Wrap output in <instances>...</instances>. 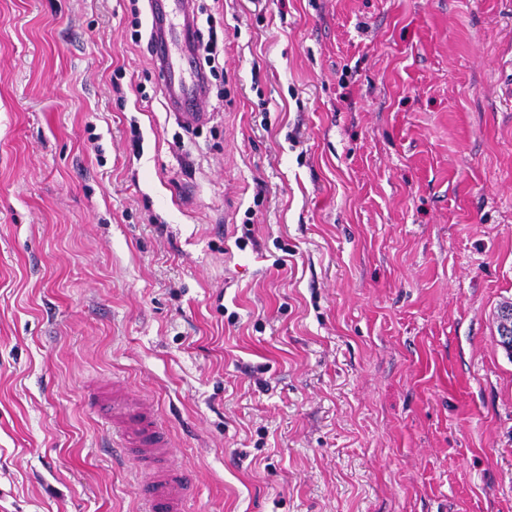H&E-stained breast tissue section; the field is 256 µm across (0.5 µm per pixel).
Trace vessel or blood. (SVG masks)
I'll list each match as a JSON object with an SVG mask.
<instances>
[{
  "instance_id": "1",
  "label": "vessel or blood",
  "mask_w": 512,
  "mask_h": 512,
  "mask_svg": "<svg viewBox=\"0 0 512 512\" xmlns=\"http://www.w3.org/2000/svg\"><path fill=\"white\" fill-rule=\"evenodd\" d=\"M156 27L154 56L159 61V87L164 93L176 94L184 106L180 119L188 126L205 123V113L199 112V91L203 75L192 61H173L170 45L193 44V29L177 26L174 14L184 13L186 0H150ZM87 397L105 407V422L112 431L111 445L115 452L137 461L142 476L135 484L140 502L138 512H188L190 482L185 472L175 465L169 431L162 423L154 403L133 396L119 383L96 384L87 390Z\"/></svg>"
}]
</instances>
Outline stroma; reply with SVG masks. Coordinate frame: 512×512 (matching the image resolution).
<instances>
[{
    "label": "stroma",
    "mask_w": 512,
    "mask_h": 512,
    "mask_svg": "<svg viewBox=\"0 0 512 512\" xmlns=\"http://www.w3.org/2000/svg\"><path fill=\"white\" fill-rule=\"evenodd\" d=\"M187 131L130 0H0V512H512V0H192ZM87 397L97 406H106L104 419L112 430V452L140 466L142 477L134 484L140 502L137 511L187 512L190 482L173 462L169 431L154 403L133 396L120 383L92 385Z\"/></svg>",
    "instance_id": "stroma-1"
}]
</instances>
